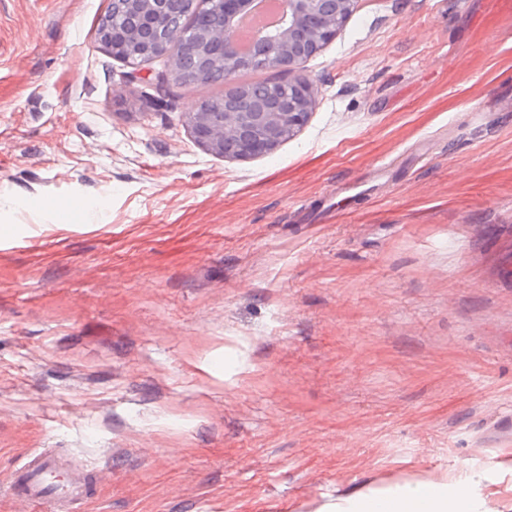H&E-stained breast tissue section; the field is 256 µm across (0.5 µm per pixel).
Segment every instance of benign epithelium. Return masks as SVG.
I'll use <instances>...</instances> for the list:
<instances>
[{"label": "benign epithelium", "instance_id": "7a95c632", "mask_svg": "<svg viewBox=\"0 0 512 512\" xmlns=\"http://www.w3.org/2000/svg\"><path fill=\"white\" fill-rule=\"evenodd\" d=\"M250 0H110L108 12L126 19L123 28L99 21L98 44L132 68L158 56L187 52L192 38L184 22V5L193 9L205 50L194 55V79L209 80L213 60L224 61V80L242 69H288V81L269 83L264 97L224 98V112L189 113L194 141L226 159L268 154L307 123L316 105L317 84L302 74L305 63L334 40L353 12L355 0H287L281 29L261 38L247 56L237 55L230 27L232 14Z\"/></svg>", "mask_w": 512, "mask_h": 512}]
</instances>
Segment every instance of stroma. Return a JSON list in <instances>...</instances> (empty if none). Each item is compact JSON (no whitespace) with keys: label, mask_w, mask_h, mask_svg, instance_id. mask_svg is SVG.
<instances>
[{"label":"stroma","mask_w":512,"mask_h":512,"mask_svg":"<svg viewBox=\"0 0 512 512\" xmlns=\"http://www.w3.org/2000/svg\"><path fill=\"white\" fill-rule=\"evenodd\" d=\"M108 5L0 0V483L50 448L98 476L77 512L512 497V0H358L307 125L238 161L186 113L283 72L155 93ZM479 480L468 471L444 474L436 480L405 482L394 487L362 485L327 502L318 512H510L488 506L493 492L477 490ZM450 506V508L448 507Z\"/></svg>","instance_id":"stroma-1"}]
</instances>
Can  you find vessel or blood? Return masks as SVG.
I'll return each mask as SVG.
<instances>
[{"instance_id":"1","label":"vessel or blood","mask_w":512,"mask_h":512,"mask_svg":"<svg viewBox=\"0 0 512 512\" xmlns=\"http://www.w3.org/2000/svg\"><path fill=\"white\" fill-rule=\"evenodd\" d=\"M61 463L46 450L33 451L26 463L13 471L6 484L14 497L30 504L50 503L55 512H73L74 505L91 502L98 489L94 472L61 477Z\"/></svg>"}]
</instances>
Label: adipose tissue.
<instances>
[{
    "label": "adipose tissue",
    "instance_id": "1",
    "mask_svg": "<svg viewBox=\"0 0 512 512\" xmlns=\"http://www.w3.org/2000/svg\"><path fill=\"white\" fill-rule=\"evenodd\" d=\"M477 486L475 474L463 470L394 487L361 486L319 512H512V501L492 510L488 495Z\"/></svg>",
    "mask_w": 512,
    "mask_h": 512
}]
</instances>
